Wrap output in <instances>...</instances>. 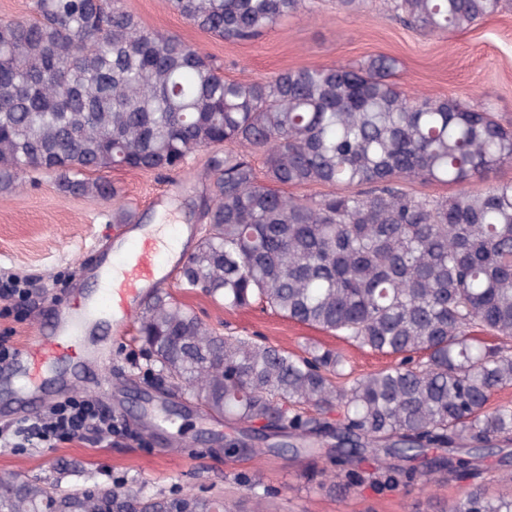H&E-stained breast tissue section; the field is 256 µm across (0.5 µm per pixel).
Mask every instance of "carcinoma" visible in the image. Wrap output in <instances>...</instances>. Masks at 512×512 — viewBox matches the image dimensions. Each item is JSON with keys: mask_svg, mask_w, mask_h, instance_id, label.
Here are the masks:
<instances>
[{"mask_svg": "<svg viewBox=\"0 0 512 512\" xmlns=\"http://www.w3.org/2000/svg\"><path fill=\"white\" fill-rule=\"evenodd\" d=\"M512 0H386L425 36L466 30ZM189 23L247 42L306 0H174ZM396 59L287 69L230 80L208 54L144 29L122 0H34L0 22V190L30 171L57 190L112 202L116 169L177 173L212 150L206 227L183 263L186 290L229 310L260 304L397 363L350 376L342 352H291L223 336L170 293L143 304L148 373L242 427L225 447L262 453L253 425L327 455L318 488L355 486L365 465L379 493L446 472L479 475L512 444V180L470 185L512 165V120L459 97H410ZM260 152L261 166L251 160ZM454 185L418 196L412 182ZM324 191L296 196L290 188ZM423 457L418 470L408 462ZM192 491L61 494L0 475V512H225ZM442 512H512V491L483 485Z\"/></svg>", "mask_w": 512, "mask_h": 512, "instance_id": "carcinoma-1", "label": "carcinoma"}]
</instances>
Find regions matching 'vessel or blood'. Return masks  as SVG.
I'll list each match as a JSON object with an SVG mask.
<instances>
[{"instance_id":"1","label":"vessel or blood","mask_w":512,"mask_h":512,"mask_svg":"<svg viewBox=\"0 0 512 512\" xmlns=\"http://www.w3.org/2000/svg\"><path fill=\"white\" fill-rule=\"evenodd\" d=\"M175 257L151 235L127 238L115 258L103 270L101 289L70 303L57 317L50 332L18 350L5 382L19 400H32L52 372L62 367L79 370L93 358L88 330L101 317L122 325L133 304L146 289L169 279Z\"/></svg>"}]
</instances>
